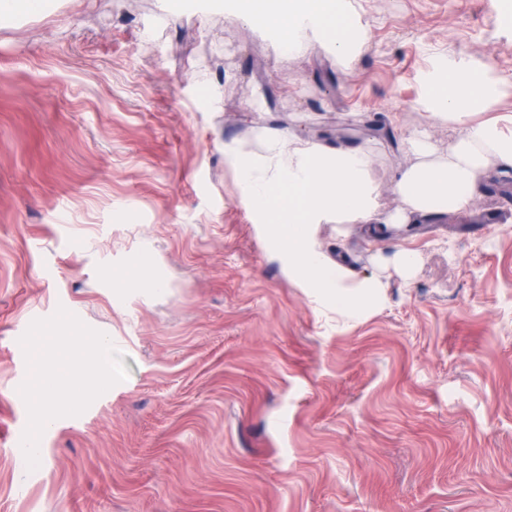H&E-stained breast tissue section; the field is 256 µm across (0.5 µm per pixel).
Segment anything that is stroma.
I'll return each mask as SVG.
<instances>
[{
	"label": "stroma",
	"mask_w": 512,
	"mask_h": 512,
	"mask_svg": "<svg viewBox=\"0 0 512 512\" xmlns=\"http://www.w3.org/2000/svg\"><path fill=\"white\" fill-rule=\"evenodd\" d=\"M344 67L225 0H44L0 20V512H512V198L453 223L320 225L357 276L405 248L357 322L315 302L224 155L286 130L364 147L381 214L406 139L456 135L421 75L489 63L512 113V0H353ZM144 261L150 278L127 273ZM109 339V385L36 433L39 330ZM33 431V430H32ZM380 264L383 270L393 268L400 276L409 279L419 264V256L414 251L399 249L391 256L382 257Z\"/></svg>",
	"instance_id": "1"
}]
</instances>
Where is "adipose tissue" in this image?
<instances>
[{
	"mask_svg": "<svg viewBox=\"0 0 512 512\" xmlns=\"http://www.w3.org/2000/svg\"><path fill=\"white\" fill-rule=\"evenodd\" d=\"M236 5L252 25L273 33L285 52L296 47L302 33L311 31L327 36L330 50L350 65L368 38L367 28L350 20V0H236ZM422 84L426 109L452 124L457 135L444 153L423 133L410 135L407 145L414 162L394 179L400 205L390 215L379 211L380 192L368 176L363 148L328 150L277 132L261 137L259 153H229L248 205L272 224L289 265L347 321L372 312L382 302L386 285L378 275L356 277L326 254L316 240L318 225L411 224L423 217L465 212L490 167L512 171V114L479 123L472 120L492 93L486 67L444 55ZM41 335L60 349L81 347L91 362L89 369L58 370L31 384L29 396L40 428L57 418L59 392L77 389L87 399L93 395L94 382L109 376L106 337L86 340L65 326L42 330Z\"/></svg>",
	"mask_w": 512,
	"mask_h": 512,
	"instance_id": "ef3b65f1",
	"label": "adipose tissue"
}]
</instances>
